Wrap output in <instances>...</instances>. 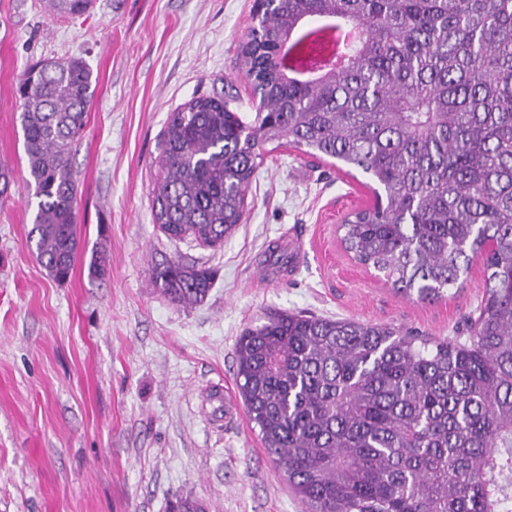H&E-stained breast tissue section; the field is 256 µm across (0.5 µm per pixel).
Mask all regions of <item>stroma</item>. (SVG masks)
<instances>
[{"label": "stroma", "mask_w": 512, "mask_h": 512, "mask_svg": "<svg viewBox=\"0 0 512 512\" xmlns=\"http://www.w3.org/2000/svg\"><path fill=\"white\" fill-rule=\"evenodd\" d=\"M252 10L253 0H95L60 18L46 0H0V163L13 176L0 204V512H168L181 495L206 512H302L238 394L242 332L301 312L467 339L481 261L438 301L396 294L341 243L339 224L375 198L366 175L332 159L266 150L223 245L174 242L155 224L169 113L201 95L255 110L238 59ZM64 56L85 60L95 94L72 153L84 251L60 283L29 240L37 200L16 88L29 66ZM100 246L107 271L95 279ZM274 249L293 262L275 265ZM170 258L213 270L202 302L151 287Z\"/></svg>", "instance_id": "35a3bbf8"}]
</instances>
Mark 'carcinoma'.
I'll return each mask as SVG.
<instances>
[{
	"mask_svg": "<svg viewBox=\"0 0 512 512\" xmlns=\"http://www.w3.org/2000/svg\"><path fill=\"white\" fill-rule=\"evenodd\" d=\"M61 17L92 0H48ZM357 27L344 63L294 75L308 21ZM253 119L211 97L170 113L158 144L154 221L175 241L221 245L246 215L267 144L368 175L381 201L340 230L354 260L422 301L484 294L461 343L348 319L279 313L237 343L236 384L304 512H512V0H278L240 45ZM37 211L36 258L62 282L80 248L71 158L94 98L80 58L18 85ZM213 272L168 259L150 283L204 300ZM172 512H205L179 497Z\"/></svg>",
	"mask_w": 512,
	"mask_h": 512,
	"instance_id": "cac0c4a2",
	"label": "carcinoma"
}]
</instances>
